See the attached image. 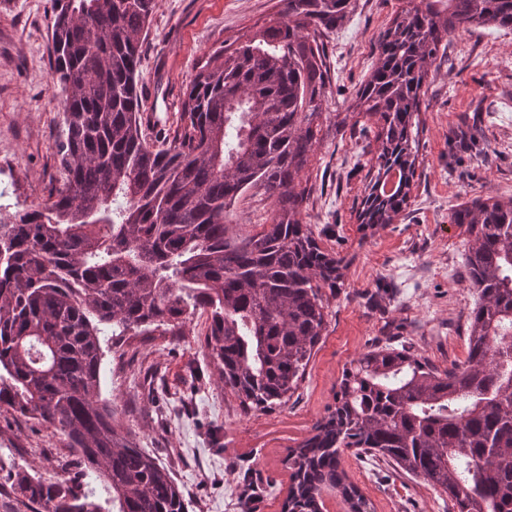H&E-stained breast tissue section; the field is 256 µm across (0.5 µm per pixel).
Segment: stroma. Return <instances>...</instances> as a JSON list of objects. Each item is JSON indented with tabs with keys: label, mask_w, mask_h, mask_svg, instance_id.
Here are the masks:
<instances>
[{
	"label": "stroma",
	"mask_w": 512,
	"mask_h": 512,
	"mask_svg": "<svg viewBox=\"0 0 512 512\" xmlns=\"http://www.w3.org/2000/svg\"><path fill=\"white\" fill-rule=\"evenodd\" d=\"M405 0H357L326 40L329 129L304 177V220L323 251L345 259L343 286L325 293L327 325L285 406L242 415L203 344L199 320L181 336L102 338L100 393L138 447L169 469L188 512H281L290 446L332 405L342 372L377 346L405 347L439 369L467 358L468 235L449 214L473 199L512 198V31L449 33L427 80L409 204L393 223L357 220L375 162L376 118L352 111L385 31ZM279 0H158L143 42L144 127H175L185 87L223 43L255 31ZM51 0H0V180L10 212L37 207L61 179V108L49 65ZM76 453L35 421L0 410V512H17L12 474L51 477ZM373 512H452L447 494L382 459L343 454Z\"/></svg>",
	"instance_id": "35a3bbf8"
}]
</instances>
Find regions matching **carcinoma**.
I'll list each match as a JSON object with an SVG mask.
<instances>
[{
    "mask_svg": "<svg viewBox=\"0 0 512 512\" xmlns=\"http://www.w3.org/2000/svg\"><path fill=\"white\" fill-rule=\"evenodd\" d=\"M281 2L200 68L158 145L137 89L156 0H52L63 183L0 222V409L63 436L82 478L68 461L50 478L16 470L32 512H185L168 469L100 400L106 331L114 342L182 336L207 315L205 346L245 415L286 404L304 375L326 329L321 289L336 291L346 265L302 221L301 173L324 138L325 38L356 0ZM474 24L512 30V0H408L383 35L355 94L354 110L380 122L360 223L406 208L425 79L448 33ZM255 188L272 200L269 222L241 234L232 209ZM450 220L466 225L477 293L466 361L440 371L385 346L352 361L335 404L288 449L283 512H322L327 491L370 512L342 466L351 448L448 494L454 512H512V199L475 200ZM90 470L101 486L85 481Z\"/></svg>",
    "mask_w": 512,
    "mask_h": 512,
    "instance_id": "1",
    "label": "carcinoma"
}]
</instances>
